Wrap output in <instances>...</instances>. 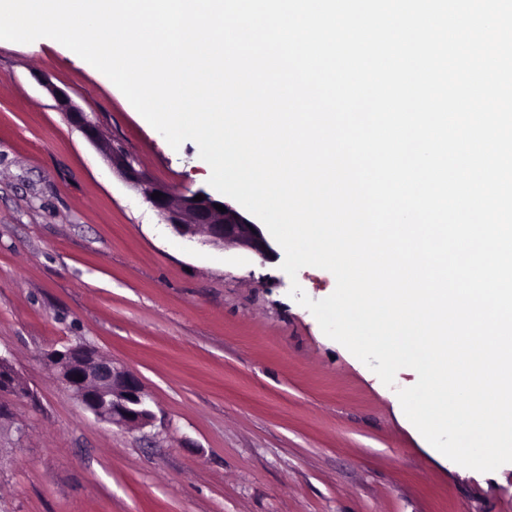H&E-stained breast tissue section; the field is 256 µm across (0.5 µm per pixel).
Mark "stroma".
I'll list each match as a JSON object with an SVG mask.
<instances>
[{"label":"stroma","instance_id":"35a3bbf8","mask_svg":"<svg viewBox=\"0 0 512 512\" xmlns=\"http://www.w3.org/2000/svg\"><path fill=\"white\" fill-rule=\"evenodd\" d=\"M51 84L153 180L210 189L193 142L65 46L0 41V354L35 393L7 399L0 512H512V463L434 449L396 394L416 372L384 385L291 297L329 296L331 272L178 235ZM77 343L140 379L150 425L104 424L57 380L45 353Z\"/></svg>","mask_w":512,"mask_h":512}]
</instances>
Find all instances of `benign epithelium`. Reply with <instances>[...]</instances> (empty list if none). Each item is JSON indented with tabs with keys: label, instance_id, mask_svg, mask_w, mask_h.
Instances as JSON below:
<instances>
[{
	"label": "benign epithelium",
	"instance_id": "1",
	"mask_svg": "<svg viewBox=\"0 0 512 512\" xmlns=\"http://www.w3.org/2000/svg\"><path fill=\"white\" fill-rule=\"evenodd\" d=\"M43 86L52 94L70 122L79 128L111 161L120 165L126 181L141 188L148 202L179 235L190 240L200 238L204 245L217 248L237 246L266 260L273 253L270 242L260 225L254 223L225 201L200 193H177L169 186L149 179L138 160L127 153L118 152L101 138L98 123L87 113L76 108L69 96L48 81ZM155 192L163 193L152 198ZM202 195L203 200H195ZM226 208L221 212L215 205ZM47 364L55 371L59 381L68 388L99 421L127 429H140L153 419L146 401L147 394L140 380L130 371L114 365L107 357L86 344L71 345L63 350L45 353ZM82 379H77V376ZM8 393L27 398L34 397L12 362L0 356V394Z\"/></svg>",
	"mask_w": 512,
	"mask_h": 512
}]
</instances>
